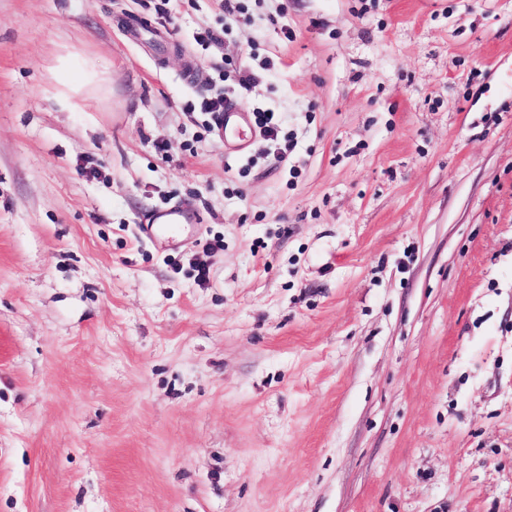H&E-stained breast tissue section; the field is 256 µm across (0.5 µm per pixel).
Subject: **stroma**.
I'll list each match as a JSON object with an SVG mask.
<instances>
[{
    "label": "stroma",
    "instance_id": "stroma-1",
    "mask_svg": "<svg viewBox=\"0 0 512 512\" xmlns=\"http://www.w3.org/2000/svg\"><path fill=\"white\" fill-rule=\"evenodd\" d=\"M240 3L0 0V512H512V0ZM50 72L57 85L56 103L64 111L82 112L88 101L108 94V81L97 62L77 52L60 54ZM202 110L210 114L212 122L209 125V131L219 126L220 115L224 112V124L220 129V134L226 143H239L244 140L247 120L243 112L237 108L229 107L224 109V97L211 98L202 103ZM255 125L260 129L262 135L268 140L274 147L273 154L283 161L287 158V152L292 151L291 140L285 139L283 147H279V133L281 129L280 120L276 117L275 112H255L254 113ZM192 224L189 216L177 209L160 211L151 217V224L143 227V233L150 238L164 237L175 243L182 234V225Z\"/></svg>",
    "mask_w": 512,
    "mask_h": 512
}]
</instances>
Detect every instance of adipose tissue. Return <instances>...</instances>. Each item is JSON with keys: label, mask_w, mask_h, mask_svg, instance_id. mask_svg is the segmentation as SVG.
Here are the masks:
<instances>
[{"label": "adipose tissue", "mask_w": 512, "mask_h": 512, "mask_svg": "<svg viewBox=\"0 0 512 512\" xmlns=\"http://www.w3.org/2000/svg\"><path fill=\"white\" fill-rule=\"evenodd\" d=\"M51 76L57 85L56 103L67 112L83 111L88 101L108 93V81L97 62L74 51L57 57Z\"/></svg>", "instance_id": "obj_1"}]
</instances>
